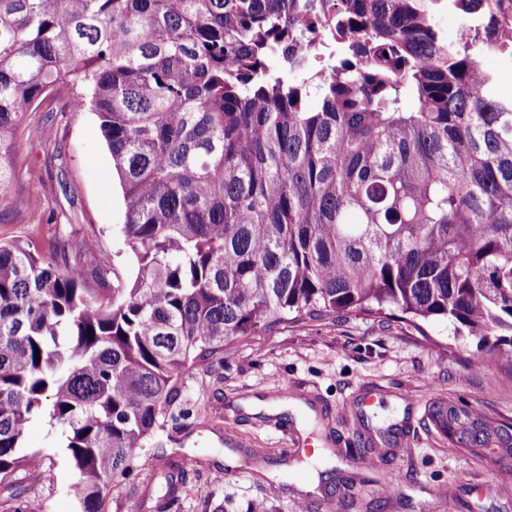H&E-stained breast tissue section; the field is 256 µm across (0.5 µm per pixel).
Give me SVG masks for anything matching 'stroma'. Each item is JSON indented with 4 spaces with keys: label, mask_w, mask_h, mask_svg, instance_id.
I'll list each match as a JSON object with an SVG mask.
<instances>
[{
    "label": "stroma",
    "mask_w": 512,
    "mask_h": 512,
    "mask_svg": "<svg viewBox=\"0 0 512 512\" xmlns=\"http://www.w3.org/2000/svg\"><path fill=\"white\" fill-rule=\"evenodd\" d=\"M67 98L49 93L18 133L0 242L46 255L61 238L85 266L108 253L110 270L88 280L107 305L134 272L123 193L96 115L68 111ZM438 401L496 422L499 438L450 442L431 419ZM167 417L175 496L148 443L113 479L105 512H512V346L454 335L445 320L421 333L353 315L280 325L195 364ZM64 441L31 420L24 447L41 475L15 479L31 512L74 510Z\"/></svg>",
    "instance_id": "35a3bbf8"
}]
</instances>
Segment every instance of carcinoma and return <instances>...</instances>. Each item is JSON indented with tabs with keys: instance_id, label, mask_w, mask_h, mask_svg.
I'll use <instances>...</instances> for the list:
<instances>
[{
	"instance_id": "obj_1",
	"label": "carcinoma",
	"mask_w": 512,
	"mask_h": 512,
	"mask_svg": "<svg viewBox=\"0 0 512 512\" xmlns=\"http://www.w3.org/2000/svg\"><path fill=\"white\" fill-rule=\"evenodd\" d=\"M443 9L486 3L0 0V204L27 113L66 86L99 119L136 266L102 306L64 244L0 243V486L45 416L75 512H103L137 448L165 457L183 374L288 322L397 311L512 344V98L483 65L512 66V30L450 39ZM433 416L468 447L499 435Z\"/></svg>"
}]
</instances>
